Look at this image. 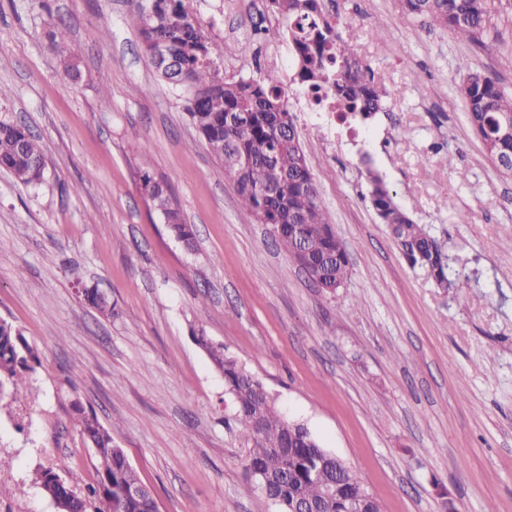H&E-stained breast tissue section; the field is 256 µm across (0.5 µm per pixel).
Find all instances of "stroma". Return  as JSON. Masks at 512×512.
<instances>
[{
  "label": "stroma",
  "mask_w": 512,
  "mask_h": 512,
  "mask_svg": "<svg viewBox=\"0 0 512 512\" xmlns=\"http://www.w3.org/2000/svg\"><path fill=\"white\" fill-rule=\"evenodd\" d=\"M139 3L0 0V84L10 90L0 120L26 124L46 158L36 186L0 170V319L39 358L28 388L0 402V474L13 487L0 512H56L31 481L37 469L81 492L94 482L76 401L111 429L160 512H278L246 470L224 378L197 330L388 512H443L446 500L456 512L491 503L512 512V177L486 153L460 96L471 70L512 96V2L488 30L500 46L490 55L399 0H327L385 92L367 139L314 125L297 66L274 63L349 253V277L333 293L239 208L179 92L146 56ZM213 4L221 21L209 34L237 46L220 63L225 78L253 76L261 42L286 43L272 16L253 37L262 0ZM54 39L68 58L53 53ZM366 155L478 287L452 294L408 265L370 202ZM145 170L192 225L195 250L141 193ZM78 274L117 317L78 297Z\"/></svg>",
  "instance_id": "1"
}]
</instances>
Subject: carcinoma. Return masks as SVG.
<instances>
[{
	"instance_id": "1",
	"label": "carcinoma",
	"mask_w": 512,
	"mask_h": 512,
	"mask_svg": "<svg viewBox=\"0 0 512 512\" xmlns=\"http://www.w3.org/2000/svg\"><path fill=\"white\" fill-rule=\"evenodd\" d=\"M195 0H144L137 15L140 35L150 61L167 50L172 63L156 65L157 73L186 96L185 110L236 188L238 203L257 223L267 224L288 254L309 278L325 290L340 288L350 259L322 208L318 186L288 108L280 74L267 70L249 80H226L219 61L236 52V45L209 36L194 8ZM404 10L429 18L459 37L474 40L488 30L496 0H401ZM266 10L281 20L292 44L301 82L327 86L354 119L364 123L382 106L383 90L363 64L351 35L325 12L320 0H265ZM469 121L500 171L512 175V96L486 73H469L461 88ZM0 169L24 185L44 179L42 149L29 129L0 120ZM375 212L412 266L429 269L441 288H468L470 278L456 269L425 227L395 203L384 180L367 170ZM140 189L163 215L166 224L187 248L195 245L191 225L182 222L167 188L149 173L140 176ZM84 300L106 317L115 305L82 281ZM214 369L224 377L234 405V420L249 445V469L266 480L265 497L289 512L308 504L317 512H386L361 478L320 445L302 423L277 410L262 382L224 346L203 334L195 336ZM37 357L22 331L0 322V400L4 388L27 386ZM74 422L98 462L96 484L84 493L73 491L50 470L35 473L34 481L59 512H156V497L146 488L126 497L125 488L141 481L123 449L114 445L112 430L94 413L73 403Z\"/></svg>"
}]
</instances>
